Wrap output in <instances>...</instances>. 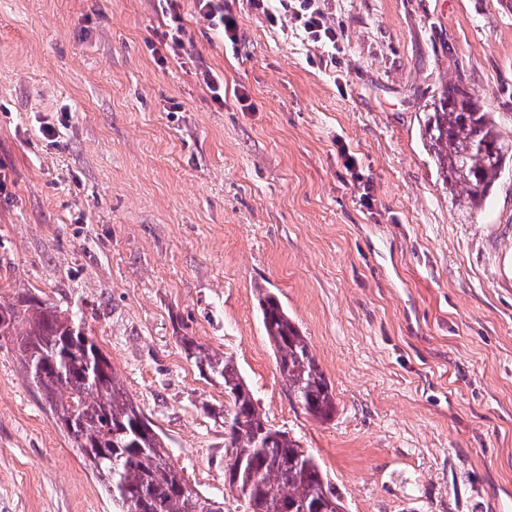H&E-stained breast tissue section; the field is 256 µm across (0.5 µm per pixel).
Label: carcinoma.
Here are the masks:
<instances>
[{
  "mask_svg": "<svg viewBox=\"0 0 512 512\" xmlns=\"http://www.w3.org/2000/svg\"><path fill=\"white\" fill-rule=\"evenodd\" d=\"M437 174L457 209L482 208L512 163V141L459 73L432 100L423 124ZM265 335L288 395L312 418L336 413L333 388L306 336L280 301L258 289ZM0 336L12 343L55 426L101 480L116 512H219L224 499L200 494L168 443L124 390L103 349L75 315L32 295L0 301ZM199 373L224 386V479L241 512H345L316 460L257 409L233 357L182 338Z\"/></svg>",
  "mask_w": 512,
  "mask_h": 512,
  "instance_id": "cac0c4a2",
  "label": "carcinoma"
}]
</instances>
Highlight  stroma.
Here are the masks:
<instances>
[{
	"label": "stroma",
	"mask_w": 512,
	"mask_h": 512,
	"mask_svg": "<svg viewBox=\"0 0 512 512\" xmlns=\"http://www.w3.org/2000/svg\"><path fill=\"white\" fill-rule=\"evenodd\" d=\"M319 6L336 48L307 42L278 0H224L233 48L196 0L178 2V47L158 0H0V300L79 311L224 512V389L186 358V336L233 356L346 512H512V174L464 219L422 137L461 69L512 140V13ZM261 287L330 380L331 421L289 400ZM0 512H115L7 342Z\"/></svg>",
	"instance_id": "stroma-1"
}]
</instances>
